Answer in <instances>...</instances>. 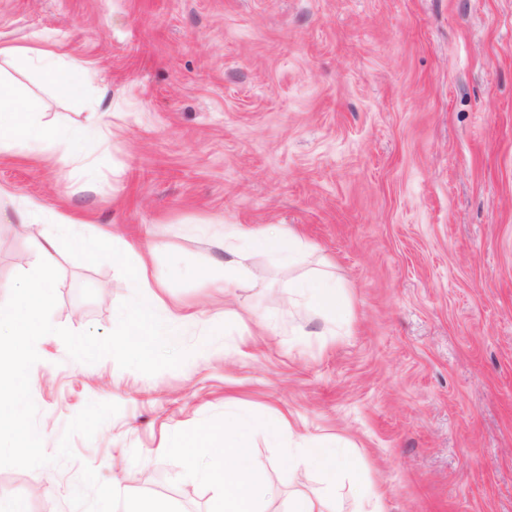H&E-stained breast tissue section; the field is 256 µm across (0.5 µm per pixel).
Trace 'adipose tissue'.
<instances>
[{
  "instance_id": "obj_1",
  "label": "adipose tissue",
  "mask_w": 512,
  "mask_h": 512,
  "mask_svg": "<svg viewBox=\"0 0 512 512\" xmlns=\"http://www.w3.org/2000/svg\"><path fill=\"white\" fill-rule=\"evenodd\" d=\"M21 58L39 70L57 94L68 100L83 98L89 92L95 72L89 63L62 52L51 43L32 46L0 44V58ZM38 108L10 83L0 81V156L35 155L43 157L57 148H64L69 164L80 168L89 166L90 144L100 141L108 130L106 115L93 113L80 127L60 128L41 122ZM70 235L74 249L91 255H107L112 262L127 264L120 251H105L100 237L81 233L78 224L66 215H58L54 230L45 232L35 245V260L31 272L11 283L14 295L11 304H0V400L20 404L27 387L26 380L15 367L21 356L45 333L43 315L54 299L56 285L53 276L57 234ZM225 236L239 241L224 261L225 291L236 287L243 262L249 253L264 252L274 255L280 264L293 266L306 254L304 243L291 231L282 229L244 230L237 226L226 228ZM128 273L140 293L128 317L125 338L121 347L134 361L152 356L156 349L158 332L157 311L162 299L158 293L160 278L151 272L146 259L127 264ZM293 304L301 309H317L335 315L339 290L334 280L327 277L300 278L291 281ZM287 416L276 423L264 420H239L225 417L218 427H209L194 433L170 447L195 477L217 490L213 512H264L263 503L267 482L260 462L252 455L250 446L260 437H274L291 430ZM205 451L213 458L211 465L197 468L196 453ZM284 462L291 473L315 474L319 481L316 492L295 493L289 500L288 512H327L335 503L344 482L351 479L352 468L336 440L317 438L301 441L289 449Z\"/></svg>"
}]
</instances>
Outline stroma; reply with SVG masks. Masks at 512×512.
<instances>
[{"instance_id": "obj_1", "label": "stroma", "mask_w": 512, "mask_h": 512, "mask_svg": "<svg viewBox=\"0 0 512 512\" xmlns=\"http://www.w3.org/2000/svg\"><path fill=\"white\" fill-rule=\"evenodd\" d=\"M43 41L90 63L93 93L57 100L19 61L0 79L55 125L98 109L109 130L91 184L54 157L0 156V282L62 211L148 255L164 332L152 364L77 355L120 342L138 290L59 243L24 402L0 404L41 459L0 448V493L27 512H210L215 490L160 448L228 411L285 413L294 433L253 448L265 512L318 486L289 474L288 449L332 435L355 466L338 512L358 483L386 512H512V0H0V42ZM19 197L49 215L15 223ZM228 224L292 230L308 256L252 254L216 295L196 272L223 279ZM317 270L340 288L332 336L288 302Z\"/></svg>"}]
</instances>
